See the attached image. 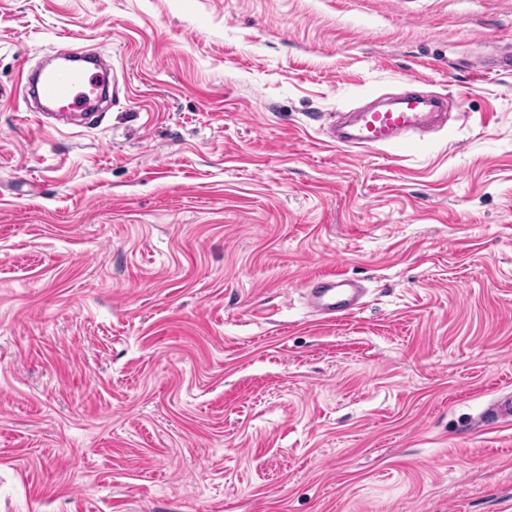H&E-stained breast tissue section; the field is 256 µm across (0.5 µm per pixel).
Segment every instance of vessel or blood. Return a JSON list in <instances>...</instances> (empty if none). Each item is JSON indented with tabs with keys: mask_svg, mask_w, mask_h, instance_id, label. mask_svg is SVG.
<instances>
[{
	"mask_svg": "<svg viewBox=\"0 0 512 512\" xmlns=\"http://www.w3.org/2000/svg\"><path fill=\"white\" fill-rule=\"evenodd\" d=\"M56 66L40 70L32 89L57 115L90 112L94 95L104 88L110 76L92 54L60 42L53 50ZM437 100L413 90L401 93L398 106L384 111L367 109L356 113L350 130L336 140L360 154L403 144L424 133L440 120ZM300 294L315 315L332 321L360 310L367 294L360 280L330 271L303 282ZM483 425L512 424V394L493 399L481 416Z\"/></svg>",
	"mask_w": 512,
	"mask_h": 512,
	"instance_id": "b4317fda",
	"label": "vessel or blood"
}]
</instances>
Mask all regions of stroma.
<instances>
[{
  "label": "stroma",
  "mask_w": 512,
  "mask_h": 512,
  "mask_svg": "<svg viewBox=\"0 0 512 512\" xmlns=\"http://www.w3.org/2000/svg\"><path fill=\"white\" fill-rule=\"evenodd\" d=\"M61 39L97 122L23 100ZM509 49L512 0H0V512H512ZM411 77L449 128L328 138ZM300 294L312 313L332 321L360 310L367 288L336 270L303 282ZM483 425L512 424V394L504 393L493 399L481 416Z\"/></svg>",
  "instance_id": "1"
}]
</instances>
